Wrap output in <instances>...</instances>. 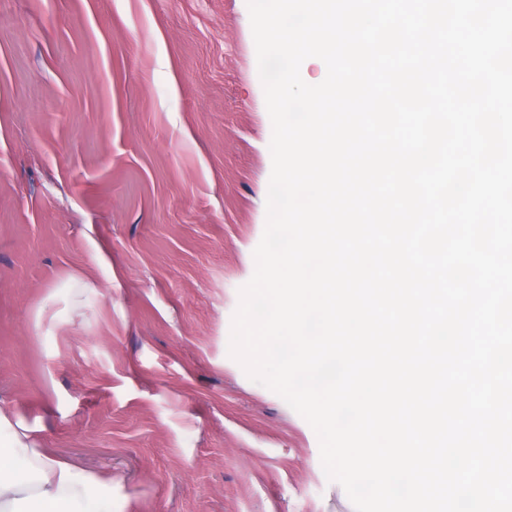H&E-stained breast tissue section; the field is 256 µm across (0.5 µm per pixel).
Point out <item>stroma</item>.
<instances>
[{"label": "stroma", "instance_id": "stroma-1", "mask_svg": "<svg viewBox=\"0 0 512 512\" xmlns=\"http://www.w3.org/2000/svg\"><path fill=\"white\" fill-rule=\"evenodd\" d=\"M271 137L247 0H0V397L107 512H354L229 355Z\"/></svg>", "mask_w": 512, "mask_h": 512}]
</instances>
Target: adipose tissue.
<instances>
[{"label":"adipose tissue","instance_id":"1","mask_svg":"<svg viewBox=\"0 0 512 512\" xmlns=\"http://www.w3.org/2000/svg\"><path fill=\"white\" fill-rule=\"evenodd\" d=\"M0 512H101L99 484L47 456L31 428L0 405Z\"/></svg>","mask_w":512,"mask_h":512}]
</instances>
